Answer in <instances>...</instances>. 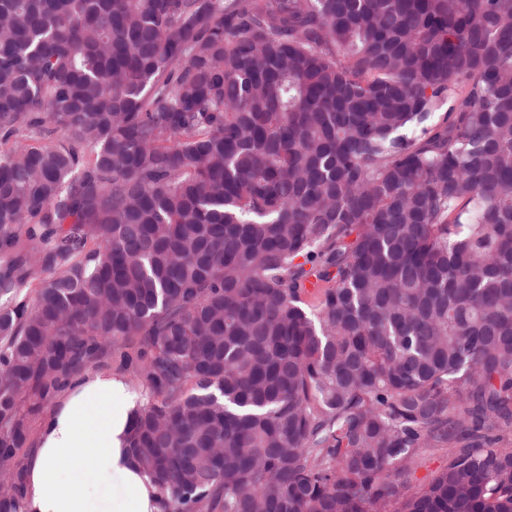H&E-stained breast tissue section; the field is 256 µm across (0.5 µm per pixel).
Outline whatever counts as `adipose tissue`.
Wrapping results in <instances>:
<instances>
[{"mask_svg":"<svg viewBox=\"0 0 512 512\" xmlns=\"http://www.w3.org/2000/svg\"><path fill=\"white\" fill-rule=\"evenodd\" d=\"M144 397L123 373L93 370L60 393L31 449L26 512H162L129 438Z\"/></svg>","mask_w":512,"mask_h":512,"instance_id":"adipose-tissue-1","label":"adipose tissue"}]
</instances>
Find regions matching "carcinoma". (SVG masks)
I'll use <instances>...</instances> for the list:
<instances>
[{"label": "carcinoma", "instance_id": "carcinoma-1", "mask_svg": "<svg viewBox=\"0 0 512 512\" xmlns=\"http://www.w3.org/2000/svg\"><path fill=\"white\" fill-rule=\"evenodd\" d=\"M112 364L164 512H512V0H0V512Z\"/></svg>", "mask_w": 512, "mask_h": 512}]
</instances>
